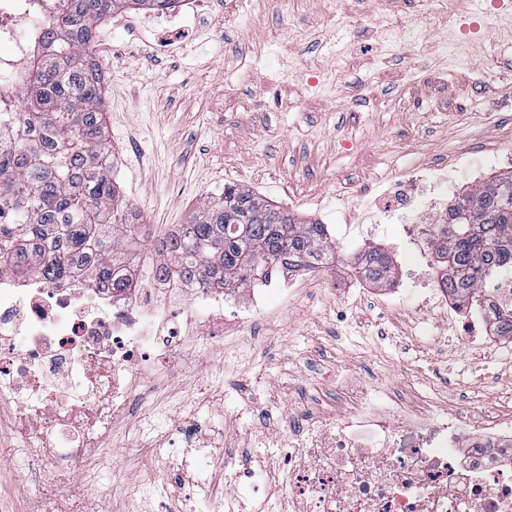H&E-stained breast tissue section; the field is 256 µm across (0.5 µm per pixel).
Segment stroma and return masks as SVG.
I'll return each instance as SVG.
<instances>
[{
    "mask_svg": "<svg viewBox=\"0 0 512 512\" xmlns=\"http://www.w3.org/2000/svg\"><path fill=\"white\" fill-rule=\"evenodd\" d=\"M199 10L200 25L178 28L112 13L93 46L112 176L147 224L142 264L228 184L326 224L336 258L271 294L257 327L186 352L156 423L183 421L196 448L221 432L237 461L270 465L288 421L352 411L345 378L418 397L446 374L475 413L498 409L512 356L466 365L459 340L431 346L447 310L420 309L400 287L411 276L436 287L435 265L408 263L414 218L386 202L410 169L441 165L452 195L512 170L486 162L512 142V19L495 0H202ZM369 246L393 253L389 286L358 275L354 257Z\"/></svg>",
    "mask_w": 512,
    "mask_h": 512,
    "instance_id": "1",
    "label": "stroma"
}]
</instances>
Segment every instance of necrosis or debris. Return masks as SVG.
<instances>
[{
	"label": "necrosis or debris",
	"mask_w": 512,
	"mask_h": 512,
	"mask_svg": "<svg viewBox=\"0 0 512 512\" xmlns=\"http://www.w3.org/2000/svg\"><path fill=\"white\" fill-rule=\"evenodd\" d=\"M41 0H0V77L23 75ZM238 298L178 280L121 294L77 278L20 280L0 271V415L24 442L26 482L51 501L118 425L153 460L161 499L180 490L196 512L233 498L186 482L187 457L161 456L150 403L157 367L177 369L188 345L216 343L242 317ZM353 411L281 435L268 482L288 489L289 512H512V411L474 417L434 398L409 404L350 385Z\"/></svg>",
	"instance_id": "4bbe7bcc"
}]
</instances>
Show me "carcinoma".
<instances>
[{
  "mask_svg": "<svg viewBox=\"0 0 512 512\" xmlns=\"http://www.w3.org/2000/svg\"><path fill=\"white\" fill-rule=\"evenodd\" d=\"M175 0H55L37 31L22 79L26 105L0 112V271L60 281L81 271L99 288L138 287L133 223L112 181L102 73L90 51L98 23L126 8L163 10ZM438 284L458 309L479 308L493 335L512 338V302L497 304L482 281L512 270V171L470 188L432 227ZM168 258L155 280L174 276L207 288L264 282L275 271L324 267L336 254L327 225L302 222L244 187L205 199L188 224L159 239ZM382 287L394 274L377 246L356 258Z\"/></svg>",
  "mask_w": 512,
  "mask_h": 512,
  "instance_id": "obj_1",
  "label": "carcinoma"
}]
</instances>
